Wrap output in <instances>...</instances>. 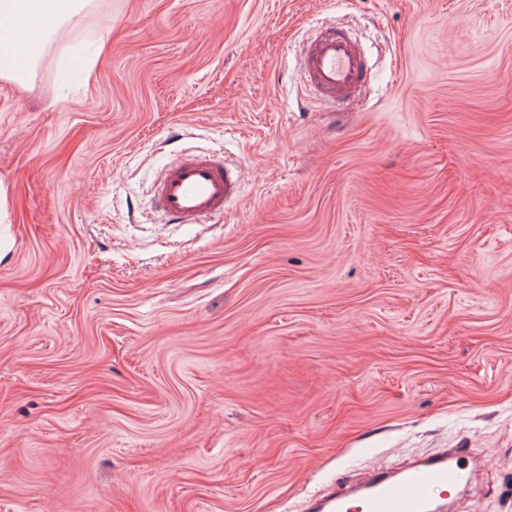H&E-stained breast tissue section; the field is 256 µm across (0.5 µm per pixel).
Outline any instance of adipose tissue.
Segmentation results:
<instances>
[{
  "label": "adipose tissue",
  "mask_w": 512,
  "mask_h": 512,
  "mask_svg": "<svg viewBox=\"0 0 512 512\" xmlns=\"http://www.w3.org/2000/svg\"><path fill=\"white\" fill-rule=\"evenodd\" d=\"M95 0H0V25L9 39H0V79L33 89L37 65L57 33L93 11ZM23 57H16V49Z\"/></svg>",
  "instance_id": "adipose-tissue-1"
}]
</instances>
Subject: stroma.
<instances>
[{"mask_svg":"<svg viewBox=\"0 0 512 512\" xmlns=\"http://www.w3.org/2000/svg\"><path fill=\"white\" fill-rule=\"evenodd\" d=\"M185 150L240 163L204 224L152 205ZM0 184V512H293L442 448L512 512V0H96L0 81ZM304 65L312 86L326 101H350L361 92L362 57L357 44L341 31L318 33L305 49Z\"/></svg>","mask_w":512,"mask_h":512,"instance_id":"obj_1","label":"stroma"}]
</instances>
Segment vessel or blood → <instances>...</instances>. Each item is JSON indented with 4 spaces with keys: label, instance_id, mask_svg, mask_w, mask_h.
Returning <instances> with one entry per match:
<instances>
[{
    "label": "vessel or blood",
    "instance_id": "vessel-or-blood-1",
    "mask_svg": "<svg viewBox=\"0 0 512 512\" xmlns=\"http://www.w3.org/2000/svg\"><path fill=\"white\" fill-rule=\"evenodd\" d=\"M304 65L324 100L356 98L365 81L357 44L345 33L328 29L307 45ZM236 164L216 153L190 152L163 173L155 205L176 224H199L223 213L238 192ZM467 449L409 464L396 473L374 472L364 481L315 500L313 512H442L451 497L471 484Z\"/></svg>",
    "mask_w": 512,
    "mask_h": 512
}]
</instances>
